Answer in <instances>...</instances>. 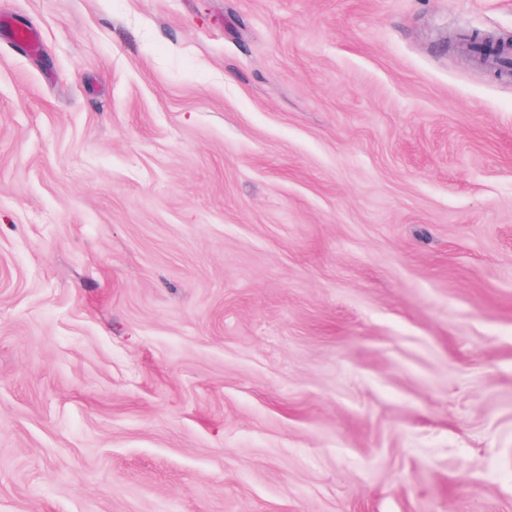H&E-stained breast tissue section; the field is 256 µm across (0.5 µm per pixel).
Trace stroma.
Listing matches in <instances>:
<instances>
[{"mask_svg": "<svg viewBox=\"0 0 512 512\" xmlns=\"http://www.w3.org/2000/svg\"><path fill=\"white\" fill-rule=\"evenodd\" d=\"M471 30L512 0H0V512H512Z\"/></svg>", "mask_w": 512, "mask_h": 512, "instance_id": "35a3bbf8", "label": "stroma"}]
</instances>
